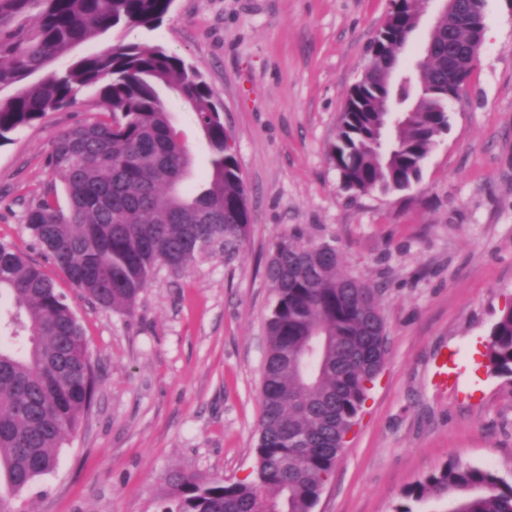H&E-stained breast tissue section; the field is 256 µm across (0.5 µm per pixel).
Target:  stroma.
Returning a JSON list of instances; mask_svg holds the SVG:
<instances>
[{
	"label": "stroma",
	"mask_w": 512,
	"mask_h": 512,
	"mask_svg": "<svg viewBox=\"0 0 512 512\" xmlns=\"http://www.w3.org/2000/svg\"><path fill=\"white\" fill-rule=\"evenodd\" d=\"M389 0H175L160 45L199 67L235 136L251 224L233 255L161 269L132 313L94 304L24 226L51 185L52 142L103 112L97 88L0 146V242L39 265L75 313L96 367L91 411L15 512H161L173 470L251 478L262 417L265 274L288 233L336 246L343 273L383 284L387 355L313 512H395L448 459L512 482V380L487 340L512 305V0H485L472 81L418 183L343 189L329 159L347 93Z\"/></svg>",
	"instance_id": "1"
}]
</instances>
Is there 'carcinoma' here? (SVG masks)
<instances>
[{"label":"carcinoma","mask_w":512,"mask_h":512,"mask_svg":"<svg viewBox=\"0 0 512 512\" xmlns=\"http://www.w3.org/2000/svg\"><path fill=\"white\" fill-rule=\"evenodd\" d=\"M421 0H395L370 43L374 66L350 88L329 156L355 193L402 191L419 181L448 127V99L467 88L471 58L448 70L456 49L484 36V15L452 23L440 13L431 48L394 78L418 24ZM174 0H0V146L96 86L105 118L59 136L47 154L48 192L25 212L46 259L92 302L128 312L155 273L188 270L200 256L234 252L250 226L248 190L232 132L197 66L161 46L112 44L80 51L115 29L158 28ZM194 115L208 148L196 177L164 96ZM266 276L275 303L266 321L263 416L257 465L247 482L173 470L163 512H312L331 477L385 357L381 289L339 271L330 243L284 237ZM490 372L512 379V307L487 342ZM95 369L65 297L37 265L0 242V512L58 464V448L90 410ZM446 512H512V483L456 460L402 493Z\"/></svg>","instance_id":"carcinoma-1"}]
</instances>
